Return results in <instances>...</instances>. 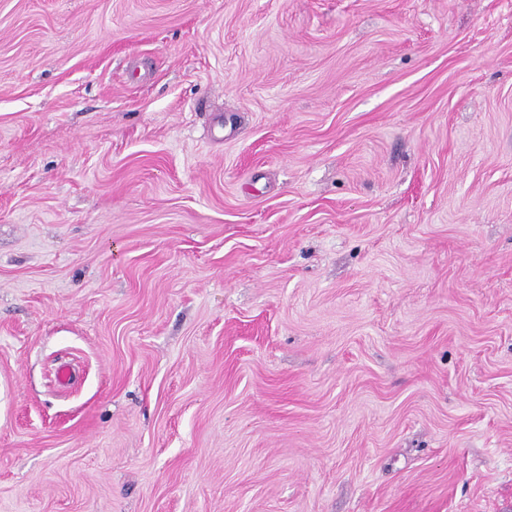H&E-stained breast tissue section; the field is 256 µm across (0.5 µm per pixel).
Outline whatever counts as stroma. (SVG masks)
<instances>
[{"mask_svg": "<svg viewBox=\"0 0 512 512\" xmlns=\"http://www.w3.org/2000/svg\"><path fill=\"white\" fill-rule=\"evenodd\" d=\"M0 512H512V0H0Z\"/></svg>", "mask_w": 512, "mask_h": 512, "instance_id": "1", "label": "stroma"}]
</instances>
